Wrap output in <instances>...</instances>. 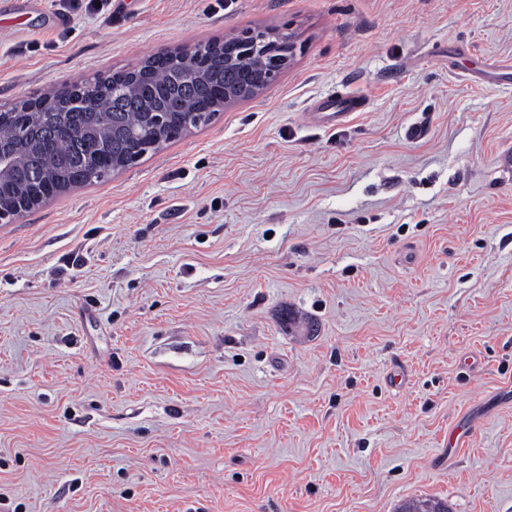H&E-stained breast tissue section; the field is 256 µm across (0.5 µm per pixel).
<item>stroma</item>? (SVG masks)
I'll return each mask as SVG.
<instances>
[{
  "label": "stroma",
  "instance_id": "1",
  "mask_svg": "<svg viewBox=\"0 0 512 512\" xmlns=\"http://www.w3.org/2000/svg\"><path fill=\"white\" fill-rule=\"evenodd\" d=\"M259 31V95L0 223V512H512V0H0V106ZM367 101L361 95L352 93H333L324 99L315 101L306 117L325 127H333L346 122L357 112H364Z\"/></svg>",
  "mask_w": 512,
  "mask_h": 512
}]
</instances>
